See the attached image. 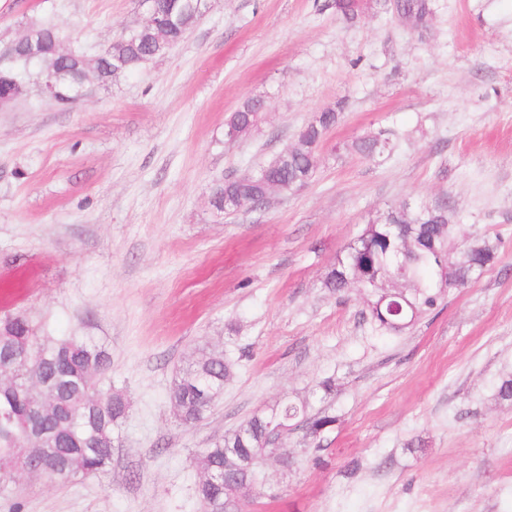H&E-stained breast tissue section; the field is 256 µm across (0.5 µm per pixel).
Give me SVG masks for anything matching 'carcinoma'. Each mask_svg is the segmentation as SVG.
<instances>
[{
    "label": "carcinoma",
    "instance_id": "carcinoma-1",
    "mask_svg": "<svg viewBox=\"0 0 512 512\" xmlns=\"http://www.w3.org/2000/svg\"><path fill=\"white\" fill-rule=\"evenodd\" d=\"M155 14H165L172 29L158 32L141 27L105 48L94 63L102 82L119 72L140 66L182 41L204 8L198 0H153ZM336 13L354 23L364 7L357 0H334ZM396 11L404 15L431 14V3L400 0ZM43 43V52L30 56L23 48L12 51V60L0 66V92L11 90L36 73L41 80L51 79L60 90V103L75 99V88L83 79V69L74 57L56 49L57 32L41 25L32 27ZM264 101L245 100L228 118V126L243 135L255 125ZM339 120L333 108L320 112L315 120L299 131L297 143L271 159L248 177H227L221 194L212 206L226 214L234 204H253L265 198L273 186L294 190L297 183L310 180L316 170L314 149ZM393 139L387 133L367 135L352 142L350 149L364 158L376 159L390 154ZM448 202L421 206L415 211L392 210L382 219L366 225L362 233L342 253L326 273L324 286L336 293L357 283L372 293L369 312L379 329L399 334L412 327L423 315L434 310L447 291L479 278L494 260L492 246L480 239L458 236L449 223ZM31 353L15 369L13 384L0 388V455L12 454L24 440L18 421L29 414L28 379L34 367L43 369L56 385L55 411L35 418L32 430L55 436L54 454L35 463L31 473L68 481L77 476L92 477L112 465L113 449L120 444V427L129 405L118 392L100 393L89 388L83 376L88 370L99 374L110 365L109 354L90 340L68 338L57 342L38 341L34 326L16 316L0 322V361L11 356L13 347ZM231 365L224 355L201 351L200 358L174 382L170 400L181 421L194 424L210 411L221 396ZM281 422L307 428L316 433L335 422L323 411L284 401L267 415L254 416L233 433L207 449L202 468L222 476L216 482L200 483L197 495L206 512H224V501L235 496L244 482H254L256 468L268 455L269 424ZM86 449L81 471L66 468V457Z\"/></svg>",
    "mask_w": 512,
    "mask_h": 512
}]
</instances>
